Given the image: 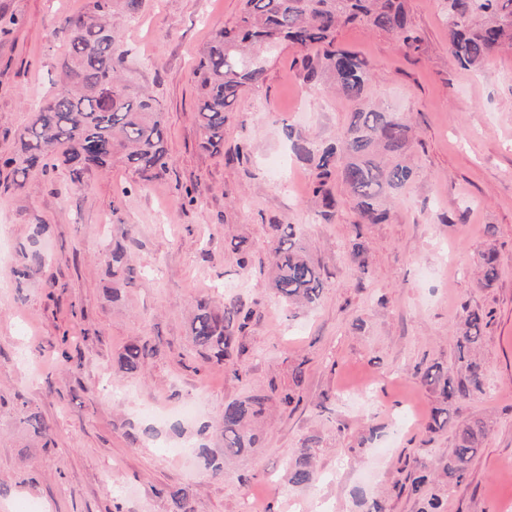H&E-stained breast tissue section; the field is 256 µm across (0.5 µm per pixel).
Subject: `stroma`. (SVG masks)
<instances>
[{
  "mask_svg": "<svg viewBox=\"0 0 512 512\" xmlns=\"http://www.w3.org/2000/svg\"><path fill=\"white\" fill-rule=\"evenodd\" d=\"M88 0H0V157L12 153L32 105L55 91L64 46L55 30ZM241 0H144L122 27L124 74L160 103L172 166L151 182L122 163L74 180L65 167L20 180L0 166V512H171L170 488L192 512H419L406 477L426 469L443 512H512V51L480 72L448 47L442 0H407L421 47L388 32L339 29L336 45L372 66L369 99L404 115L417 177L380 224L358 221L333 181L322 218L311 166L285 130L336 139L353 110L304 79L303 52L285 47L259 88L243 89L224 122V149L201 146L195 69L214 28ZM248 146V158L236 150ZM47 225L33 238L35 225ZM279 224H295L327 287L312 311L293 314L263 265ZM497 228L501 276L476 282L486 225ZM246 241L242 272L234 243ZM126 244L132 286L112 290L104 256ZM364 248L367 271L351 261ZM50 260L24 288L13 269L32 248ZM236 298L253 312L237 367L204 360L190 339L199 299ZM487 315L479 357L484 391L457 403L454 421L480 418L490 433L466 480L448 487L452 430L429 433L436 394L415 374L455 372V330ZM144 345L137 371L120 369L129 343ZM303 367L295 382V367ZM301 402L270 404L253 429L260 445L206 471L177 446L198 444L202 423L225 404L267 390ZM41 413L32 438L19 419ZM313 440L314 464L334 481L289 485L288 458Z\"/></svg>",
  "mask_w": 512,
  "mask_h": 512,
  "instance_id": "35a3bbf8",
  "label": "stroma"
}]
</instances>
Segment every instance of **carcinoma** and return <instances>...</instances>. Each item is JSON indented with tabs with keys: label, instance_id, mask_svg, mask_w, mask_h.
<instances>
[{
	"label": "carcinoma",
	"instance_id": "cac0c4a2",
	"mask_svg": "<svg viewBox=\"0 0 512 512\" xmlns=\"http://www.w3.org/2000/svg\"><path fill=\"white\" fill-rule=\"evenodd\" d=\"M448 44L455 60L466 69L481 67L496 52L512 50V0H443ZM143 0H89L88 9L68 15L56 35L65 46L59 84L50 100L32 108L31 119L19 135L16 152L3 164L27 177L63 163L76 176L91 168H105L115 158L151 181L165 175L171 165L166 128L160 105L144 91L130 89L121 76L124 63L120 30L115 15L136 17ZM364 24L397 35L407 50L419 48L409 24L406 0H243L236 18L214 32L199 62L197 123L203 144L215 152L224 143L225 112L238 93L257 87L266 79L269 55L284 46L301 51L318 50L321 57L307 59L305 80L318 83L330 74L336 91L356 105L348 124L334 142L315 145L288 135L292 150L313 163V197L321 201L320 215L327 218L334 207L328 188L338 177L356 201L361 224L387 219L386 202L407 189L416 172L409 159L412 128L404 117L367 102L372 78L369 62L358 54L336 47L342 27ZM270 253L272 288L290 306L310 309L319 304L326 285L321 268L306 254L295 225L279 224ZM487 246L480 256V284L491 288L500 277L496 226L485 227ZM26 262L12 270L16 287H23L45 262L38 250L25 255ZM112 267V293L134 281L126 248L106 255ZM251 311L233 299L221 305L202 300L190 325L191 337L201 356L232 360L246 351L241 333ZM484 317L470 312L456 336L462 373L448 376L430 365L416 369L424 383L438 394L428 429L448 428L452 407L483 391L484 366L476 351L482 339ZM145 348L132 342L121 354V366L139 368ZM271 397L257 392L244 401L224 406L222 416L210 428L219 447L203 445L199 456L212 473H224L229 459L258 447L257 434L248 430L249 420L260 416ZM20 422L35 436L47 432L41 415L23 413ZM486 424L477 420L455 431L448 453L445 476L448 486H458L480 455ZM312 445L304 441L297 458L289 463V483L308 486L319 480L312 464ZM431 480L424 472L411 481V491L423 501L420 512H440L441 500L429 493ZM173 512H191L185 489L169 491Z\"/></svg>",
	"mask_w": 512,
	"mask_h": 512
}]
</instances>
